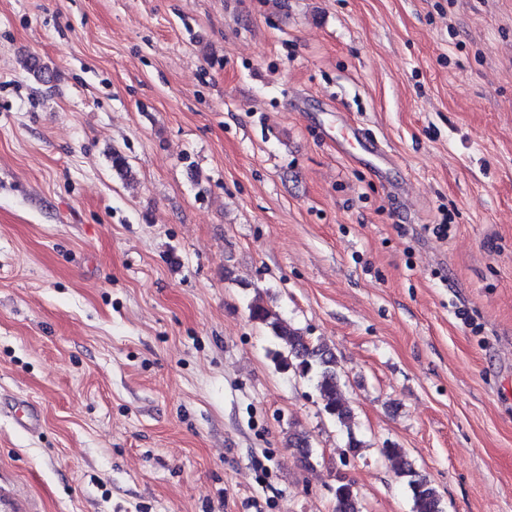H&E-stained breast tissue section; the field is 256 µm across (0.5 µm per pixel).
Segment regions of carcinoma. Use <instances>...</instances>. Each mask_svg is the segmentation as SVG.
Segmentation results:
<instances>
[{"mask_svg":"<svg viewBox=\"0 0 512 512\" xmlns=\"http://www.w3.org/2000/svg\"><path fill=\"white\" fill-rule=\"evenodd\" d=\"M248 311L251 320L267 327L275 340L276 349L271 351L275 366L311 381L320 395L324 412L344 427L351 428L353 411L341 391L338 360L332 348L322 340L306 336L258 298L248 304ZM286 445L298 454L302 463L310 464L312 447L306 434L288 433ZM384 453L395 462L398 473L406 479L412 512H444L438 491L426 477L417 473L412 463L404 459L403 449L392 446L384 449ZM334 512H361L353 481H339L335 490Z\"/></svg>","mask_w":512,"mask_h":512,"instance_id":"obj_1","label":"carcinoma"}]
</instances>
